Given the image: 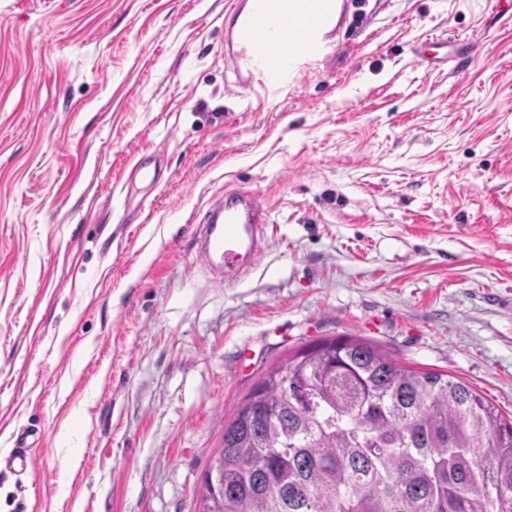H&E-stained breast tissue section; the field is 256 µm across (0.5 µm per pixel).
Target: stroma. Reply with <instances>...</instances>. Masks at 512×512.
<instances>
[{
    "mask_svg": "<svg viewBox=\"0 0 512 512\" xmlns=\"http://www.w3.org/2000/svg\"><path fill=\"white\" fill-rule=\"evenodd\" d=\"M233 2L0 0V459L35 460L0 512H196L238 404L325 337L512 418V0H345L331 64L243 94ZM228 187L270 224L221 283ZM269 224L264 204L250 191L224 190V200L206 211L198 255L210 272L238 277L250 270L261 253L262 227Z\"/></svg>",
    "mask_w": 512,
    "mask_h": 512,
    "instance_id": "1",
    "label": "stroma"
}]
</instances>
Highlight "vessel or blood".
Here are the masks:
<instances>
[{
    "label": "vessel or blood",
    "instance_id": "obj_1",
    "mask_svg": "<svg viewBox=\"0 0 512 512\" xmlns=\"http://www.w3.org/2000/svg\"><path fill=\"white\" fill-rule=\"evenodd\" d=\"M340 0H248L234 7L227 40L239 87L285 85L308 61L333 57L329 39L336 30ZM268 222L264 204L250 191L232 188L206 211L198 255L207 270L236 277L250 270L261 253Z\"/></svg>",
    "mask_w": 512,
    "mask_h": 512
}]
</instances>
